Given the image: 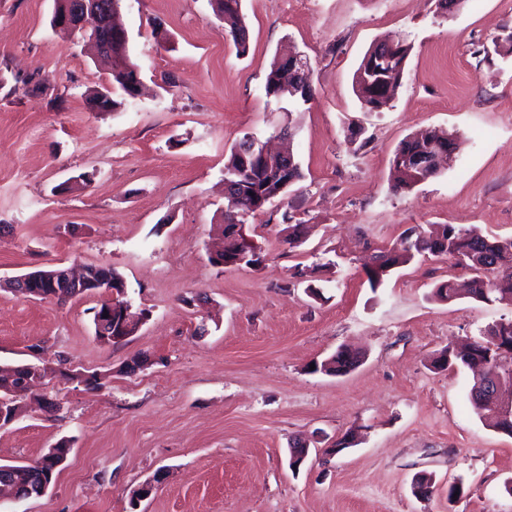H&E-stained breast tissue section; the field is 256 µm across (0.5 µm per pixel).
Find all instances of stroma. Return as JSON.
<instances>
[{"mask_svg":"<svg viewBox=\"0 0 512 512\" xmlns=\"http://www.w3.org/2000/svg\"><path fill=\"white\" fill-rule=\"evenodd\" d=\"M54 7L0 0V277L109 266L147 317L104 344L102 294L59 303L0 288V364L52 368L38 396L59 405L26 398L0 428V463L71 444L45 495L0 512H512V437L479 418L469 371L431 366L448 343L512 321V301L434 300L463 272L428 253L374 287L365 273L417 226L512 237V0L449 13L437 0H242L243 56L209 0H121L144 89L110 112L89 101L109 64L54 30ZM383 42L407 47V64L370 112L354 75ZM294 49L314 97L286 113L265 79ZM284 126L303 177L243 227L262 263L212 264L231 147ZM434 129L454 135L452 163L394 190L398 146ZM286 212L302 230L294 248ZM343 345L362 355L354 370L312 371ZM349 435L354 446L325 455ZM299 440L310 453L295 471ZM421 475L425 497L412 491Z\"/></svg>","mask_w":512,"mask_h":512,"instance_id":"35a3bbf8","label":"stroma"}]
</instances>
